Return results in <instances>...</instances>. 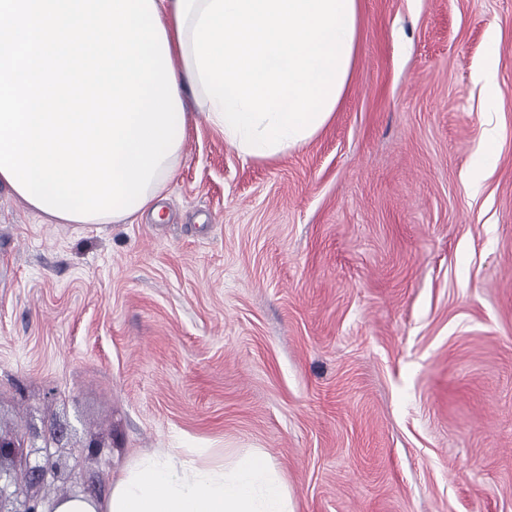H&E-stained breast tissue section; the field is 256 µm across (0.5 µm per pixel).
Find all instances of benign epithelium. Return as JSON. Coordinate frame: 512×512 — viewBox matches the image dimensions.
Listing matches in <instances>:
<instances>
[{
  "label": "benign epithelium",
  "instance_id": "benign-epithelium-1",
  "mask_svg": "<svg viewBox=\"0 0 512 512\" xmlns=\"http://www.w3.org/2000/svg\"><path fill=\"white\" fill-rule=\"evenodd\" d=\"M72 432V426L66 421L45 424L41 428L34 426L24 435L0 432V512H53L43 510L45 500L37 494H28L12 502V508L7 509L5 492L12 484L37 488L49 475H60L61 459L55 457L51 449L70 447ZM26 448L42 453V461L31 462L30 454L24 452Z\"/></svg>",
  "mask_w": 512,
  "mask_h": 512
}]
</instances>
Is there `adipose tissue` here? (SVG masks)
Segmentation results:
<instances>
[{"instance_id":"1","label":"adipose tissue","mask_w":512,"mask_h":512,"mask_svg":"<svg viewBox=\"0 0 512 512\" xmlns=\"http://www.w3.org/2000/svg\"><path fill=\"white\" fill-rule=\"evenodd\" d=\"M177 94L198 93L207 119L242 156L270 159L331 120L357 58L359 0H154ZM55 512H294L270 462L146 453L109 496L75 495Z\"/></svg>"}]
</instances>
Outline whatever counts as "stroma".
<instances>
[{
  "mask_svg": "<svg viewBox=\"0 0 512 512\" xmlns=\"http://www.w3.org/2000/svg\"><path fill=\"white\" fill-rule=\"evenodd\" d=\"M360 17L301 148L243 157L187 95L159 215L58 224L0 185V430L66 417L102 442L62 449L41 496L207 448L262 453L295 512H512V0ZM499 138V128L493 122L491 116L485 120L484 140L479 160L472 169L470 178V188L478 191L484 178L486 169L494 158L497 150V142Z\"/></svg>",
  "mask_w": 512,
  "mask_h": 512,
  "instance_id": "obj_1",
  "label": "stroma"
}]
</instances>
